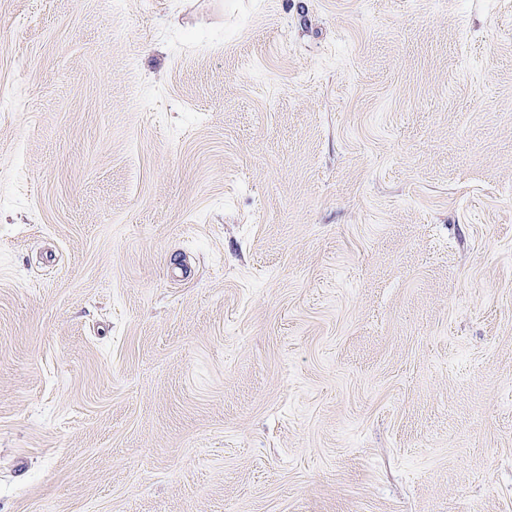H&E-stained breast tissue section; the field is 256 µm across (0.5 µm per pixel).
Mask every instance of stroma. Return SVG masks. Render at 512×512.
I'll return each instance as SVG.
<instances>
[{
    "instance_id": "stroma-1",
    "label": "stroma",
    "mask_w": 512,
    "mask_h": 512,
    "mask_svg": "<svg viewBox=\"0 0 512 512\" xmlns=\"http://www.w3.org/2000/svg\"><path fill=\"white\" fill-rule=\"evenodd\" d=\"M0 512H512V0H0Z\"/></svg>"
}]
</instances>
